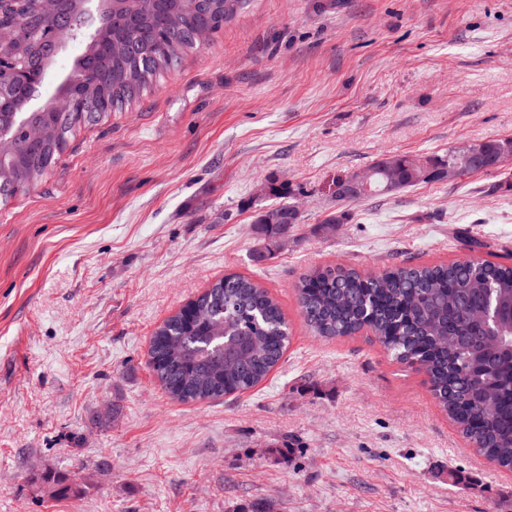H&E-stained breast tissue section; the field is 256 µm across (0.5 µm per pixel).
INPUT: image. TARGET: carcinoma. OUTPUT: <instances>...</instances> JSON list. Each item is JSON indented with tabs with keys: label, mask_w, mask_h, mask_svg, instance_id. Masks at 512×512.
Segmentation results:
<instances>
[{
	"label": "carcinoma",
	"mask_w": 512,
	"mask_h": 512,
	"mask_svg": "<svg viewBox=\"0 0 512 512\" xmlns=\"http://www.w3.org/2000/svg\"><path fill=\"white\" fill-rule=\"evenodd\" d=\"M112 26L95 25L90 43L67 72L81 102H99L112 87V104L131 100L163 70L181 63L199 46L197 32H217L246 0H123ZM36 0H0V26L21 33L4 52L23 58L36 53L43 33L30 27ZM48 68L28 65L27 83L4 75L0 123L12 127L20 159L0 167V198L25 195L44 177L87 122L78 112L26 111L30 83L42 90ZM41 122L46 136L29 142L24 120ZM396 155L403 172L400 189L435 182L418 167L422 160ZM367 198L389 193L388 174L375 163ZM274 209L291 217L264 224L276 240L301 221L291 192L274 189ZM301 314L318 336H353L363 327L396 360L425 364L435 398L476 451L512 469V266L485 260L436 265H399L361 274L325 269L302 277L297 285ZM286 318L279 302L254 279L229 273L170 315L154 332L149 365L169 395L180 402L215 400L246 392L261 383L286 348Z\"/></svg>",
	"instance_id": "carcinoma-1"
}]
</instances>
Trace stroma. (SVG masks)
Here are the masks:
<instances>
[{
  "instance_id": "obj_1",
  "label": "stroma",
  "mask_w": 512,
  "mask_h": 512,
  "mask_svg": "<svg viewBox=\"0 0 512 512\" xmlns=\"http://www.w3.org/2000/svg\"><path fill=\"white\" fill-rule=\"evenodd\" d=\"M491 138L512 139V0H248L86 122L0 207V512H512V471L426 375L372 335L314 336L295 292L314 267L512 265V165L352 203L328 191ZM265 182L302 215L270 249ZM227 273L275 296L288 349L251 391L173 400L152 334Z\"/></svg>"
}]
</instances>
